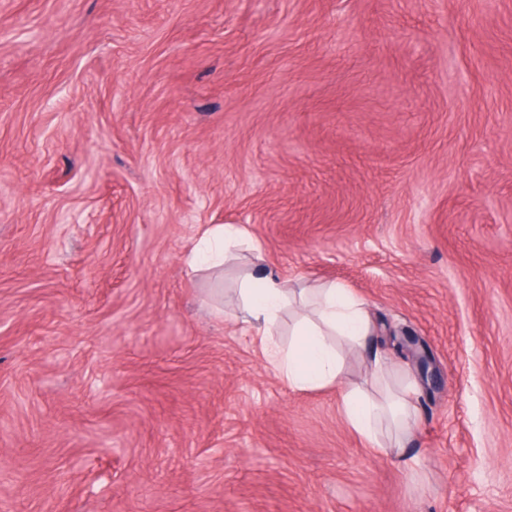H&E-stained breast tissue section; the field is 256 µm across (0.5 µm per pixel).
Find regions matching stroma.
Here are the masks:
<instances>
[{"instance_id": "obj_1", "label": "stroma", "mask_w": 512, "mask_h": 512, "mask_svg": "<svg viewBox=\"0 0 512 512\" xmlns=\"http://www.w3.org/2000/svg\"><path fill=\"white\" fill-rule=\"evenodd\" d=\"M207 224L419 338L399 453ZM0 512H512V0H0ZM404 342L402 347L405 346L407 348L408 356L417 365L423 380H433L435 378L433 362L424 349H419L418 340L412 336H406Z\"/></svg>"}]
</instances>
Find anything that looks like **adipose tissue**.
<instances>
[{
	"label": "adipose tissue",
	"instance_id": "1",
	"mask_svg": "<svg viewBox=\"0 0 512 512\" xmlns=\"http://www.w3.org/2000/svg\"><path fill=\"white\" fill-rule=\"evenodd\" d=\"M202 248L187 262L210 270L249 260L252 270L238 280V294L247 314L246 323L259 337L267 360L289 386L298 391L338 385L344 373L345 351L362 349L369 369L366 386L344 388L341 399L346 422L377 452L386 440H398L410 429L416 386L410 377L392 381V365L369 349L373 333L361 302L343 285L332 282L314 288H293L263 264L245 230L234 224L207 227ZM291 312L290 341L276 340L284 312Z\"/></svg>",
	"mask_w": 512,
	"mask_h": 512
}]
</instances>
